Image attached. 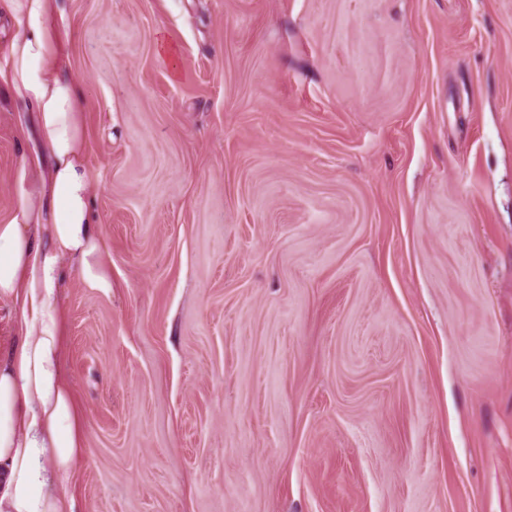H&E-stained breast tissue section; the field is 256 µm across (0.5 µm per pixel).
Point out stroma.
Here are the masks:
<instances>
[{"mask_svg":"<svg viewBox=\"0 0 512 512\" xmlns=\"http://www.w3.org/2000/svg\"><path fill=\"white\" fill-rule=\"evenodd\" d=\"M62 9L77 512H512V0ZM43 164L1 100L0 223Z\"/></svg>","mask_w":512,"mask_h":512,"instance_id":"1","label":"stroma"}]
</instances>
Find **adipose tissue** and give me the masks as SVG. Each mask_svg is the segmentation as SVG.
Listing matches in <instances>:
<instances>
[{"label": "adipose tissue", "mask_w": 512, "mask_h": 512, "mask_svg": "<svg viewBox=\"0 0 512 512\" xmlns=\"http://www.w3.org/2000/svg\"><path fill=\"white\" fill-rule=\"evenodd\" d=\"M0 6L26 24L0 64V97L35 113L50 160L0 224V298L23 309L16 344L0 353V512H75L61 484L84 434L61 369L59 260L70 258L89 287L110 291L112 278L90 208L84 112L61 68L59 0H0Z\"/></svg>", "instance_id": "obj_1"}]
</instances>
